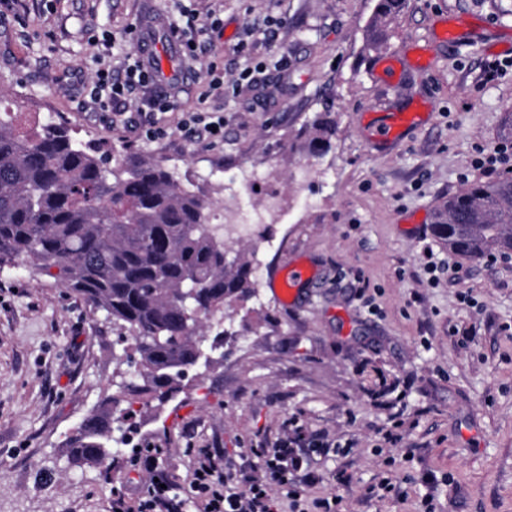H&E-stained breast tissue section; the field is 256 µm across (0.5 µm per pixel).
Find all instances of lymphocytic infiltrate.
<instances>
[{"label":"lymphocytic infiltrate","mask_w":512,"mask_h":512,"mask_svg":"<svg viewBox=\"0 0 512 512\" xmlns=\"http://www.w3.org/2000/svg\"><path fill=\"white\" fill-rule=\"evenodd\" d=\"M340 445L306 436L296 421L271 446L225 457L223 449L202 451L192 470L190 498L181 497L152 453L136 463L147 480L136 498L113 501V512H337L336 495L311 497L323 481L316 454L340 453Z\"/></svg>","instance_id":"f902f5d3"}]
</instances>
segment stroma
Instances as JSON below:
<instances>
[{
  "instance_id": "35a3bbf8",
  "label": "stroma",
  "mask_w": 512,
  "mask_h": 512,
  "mask_svg": "<svg viewBox=\"0 0 512 512\" xmlns=\"http://www.w3.org/2000/svg\"><path fill=\"white\" fill-rule=\"evenodd\" d=\"M376 0H10L0 8V102L30 130L59 119L110 155H145L194 184L211 209L236 192L261 206L260 187L276 172L282 221L259 240L256 296L224 312L221 365L203 371L177 397L153 402L110 470L75 468L68 438L119 379L116 334L36 266L0 269V512H112L135 493L136 455L154 452L188 493L195 455L235 456L262 447L288 418L302 430L350 444L321 460L322 494L340 512H512V256L465 260L431 232L434 208L483 180L475 161L499 146L512 113V66L494 73L492 38L512 43V18L492 0H407L386 48L367 47L363 27ZM219 28L195 59L183 56L173 24ZM466 22L453 47L390 85L377 57L398 59L433 39L440 18ZM279 21L267 43V20ZM153 59L163 73L100 111L88 95L100 71L123 73ZM217 62L224 91L207 94ZM252 77L240 79L246 66ZM167 95L159 115L166 138H147L152 117L142 94ZM430 112L392 150L369 146L368 125L392 110ZM224 117V135L185 131L184 113ZM336 132L312 154L319 113ZM254 174L238 185L241 166ZM308 167L304 185L290 178ZM304 263L309 278L291 303L277 277ZM444 270L430 283L426 267ZM401 414L403 444L381 428ZM403 498L379 499L382 478Z\"/></svg>"
}]
</instances>
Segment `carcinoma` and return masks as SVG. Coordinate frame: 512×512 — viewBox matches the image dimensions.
I'll use <instances>...</instances> for the list:
<instances>
[{"instance_id": "1", "label": "carcinoma", "mask_w": 512, "mask_h": 512, "mask_svg": "<svg viewBox=\"0 0 512 512\" xmlns=\"http://www.w3.org/2000/svg\"><path fill=\"white\" fill-rule=\"evenodd\" d=\"M404 0H377L366 22L367 45L381 50ZM318 154L335 127L316 119ZM63 121L36 134L16 132L0 113V267L33 262L76 297L103 311L132 340L116 366L135 365L67 442L75 467H106L137 427L134 405L169 400L186 387L182 369L219 363L225 332L209 335L224 307L249 300L255 267L207 223L209 204L175 173L145 156L112 166ZM433 233L456 255L482 259L512 252V177L470 184L434 211Z\"/></svg>"}]
</instances>
